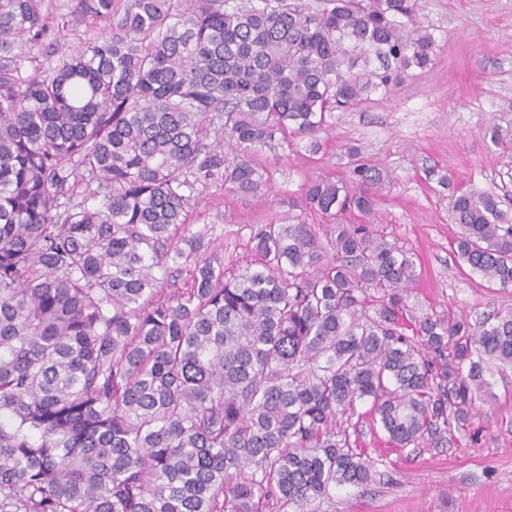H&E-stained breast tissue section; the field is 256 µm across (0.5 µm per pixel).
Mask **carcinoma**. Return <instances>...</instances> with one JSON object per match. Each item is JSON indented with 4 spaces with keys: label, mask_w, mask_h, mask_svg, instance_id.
Instances as JSON below:
<instances>
[{
    "label": "carcinoma",
    "mask_w": 512,
    "mask_h": 512,
    "mask_svg": "<svg viewBox=\"0 0 512 512\" xmlns=\"http://www.w3.org/2000/svg\"><path fill=\"white\" fill-rule=\"evenodd\" d=\"M72 2L82 34L0 0V512H304L371 480L358 404L396 448L467 425L511 311L407 318L415 261L369 224L330 255L311 224H256L231 268L187 224L201 188L260 192L276 135L316 153L334 111L427 67L418 0ZM350 155L355 191L310 181L288 209L370 211L379 169ZM499 205L453 191L455 253L507 288Z\"/></svg>",
    "instance_id": "carcinoma-1"
}]
</instances>
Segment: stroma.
<instances>
[{"label": "stroma", "mask_w": 512, "mask_h": 512, "mask_svg": "<svg viewBox=\"0 0 512 512\" xmlns=\"http://www.w3.org/2000/svg\"><path fill=\"white\" fill-rule=\"evenodd\" d=\"M435 40L431 63L335 112L321 153L275 140L257 162L271 192L241 196L212 186L194 200L192 230L209 229L225 266L244 264L251 227L287 214L289 198L312 179L347 175L349 148L383 176L368 214H304L315 225L369 224L412 254L420 277L410 290L413 317L463 314L476 320L512 310V288L489 283L453 253L459 231L451 186L496 194L512 217V0H419L405 35ZM368 404L349 433L375 476L311 503V512H512V369L494 375L468 428L439 444L394 448L373 430Z\"/></svg>", "instance_id": "1"}]
</instances>
